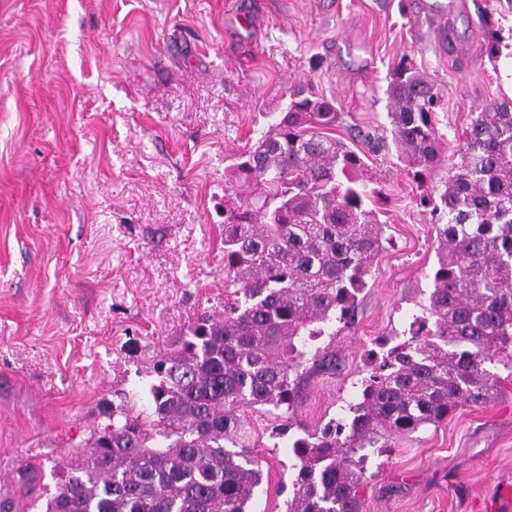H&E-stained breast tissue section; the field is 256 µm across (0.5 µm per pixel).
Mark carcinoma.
<instances>
[{
	"instance_id": "1",
	"label": "carcinoma",
	"mask_w": 512,
	"mask_h": 512,
	"mask_svg": "<svg viewBox=\"0 0 512 512\" xmlns=\"http://www.w3.org/2000/svg\"><path fill=\"white\" fill-rule=\"evenodd\" d=\"M398 157L424 181L442 143L436 85L410 66L387 87ZM334 103L309 86L225 175L224 305L204 311L149 367L146 408L103 411L83 462L46 512H249L262 482L247 413L284 418L316 342L351 318L382 249L365 160L330 133ZM432 207V288L410 338L362 382L348 415L291 437L286 512H363L366 448L487 403L512 367V101L478 112Z\"/></svg>"
}]
</instances>
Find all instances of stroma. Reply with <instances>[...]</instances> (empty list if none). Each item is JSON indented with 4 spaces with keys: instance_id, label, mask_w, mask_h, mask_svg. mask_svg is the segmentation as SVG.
<instances>
[{
    "instance_id": "obj_1",
    "label": "stroma",
    "mask_w": 512,
    "mask_h": 512,
    "mask_svg": "<svg viewBox=\"0 0 512 512\" xmlns=\"http://www.w3.org/2000/svg\"><path fill=\"white\" fill-rule=\"evenodd\" d=\"M0 0V505L44 512L106 404L141 411L147 371L224 301V169L307 84L381 189L383 248L336 367H307L293 433L344 417L431 286L440 192L466 129L512 98V0ZM433 80L444 161L417 183L392 144L400 64ZM488 403L371 449L363 512H495L512 479V371ZM248 419L286 512L293 457Z\"/></svg>"
}]
</instances>
